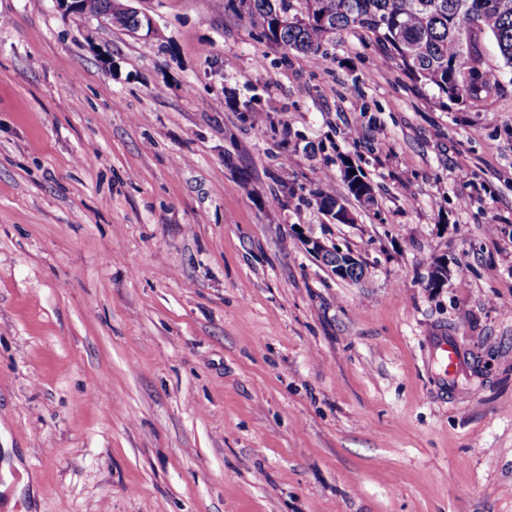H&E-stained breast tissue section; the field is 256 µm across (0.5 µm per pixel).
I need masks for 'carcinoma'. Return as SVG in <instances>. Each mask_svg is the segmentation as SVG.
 Here are the masks:
<instances>
[{
  "instance_id": "obj_1",
  "label": "carcinoma",
  "mask_w": 512,
  "mask_h": 512,
  "mask_svg": "<svg viewBox=\"0 0 512 512\" xmlns=\"http://www.w3.org/2000/svg\"><path fill=\"white\" fill-rule=\"evenodd\" d=\"M500 0H227L243 8L272 45L304 54L324 41L360 28L387 45L404 71L442 97L476 98L499 86V71L482 67L480 39L491 37L512 68V9ZM87 13L137 31L120 0H86ZM347 166L349 191L362 201L368 184Z\"/></svg>"
}]
</instances>
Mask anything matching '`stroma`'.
Instances as JSON below:
<instances>
[{
  "instance_id": "1",
  "label": "stroma",
  "mask_w": 512,
  "mask_h": 512,
  "mask_svg": "<svg viewBox=\"0 0 512 512\" xmlns=\"http://www.w3.org/2000/svg\"><path fill=\"white\" fill-rule=\"evenodd\" d=\"M134 5L152 35L0 0V512H512L493 40L497 91L450 100L361 29L286 53L224 0ZM316 197L321 210L333 211L336 208L333 212L327 213L333 224H349L351 222L353 217L347 205L346 211L338 212L337 197L324 190H319L316 193ZM307 245H311V247H309L311 252L320 256L323 260L325 258V262L330 259L332 253H336L335 263L327 265L331 268V271L336 277L340 279L351 281V274L354 272V276L357 275L360 267H363L361 261L351 252H344L337 247L336 250L327 249L324 244L317 240H308Z\"/></svg>"
}]
</instances>
